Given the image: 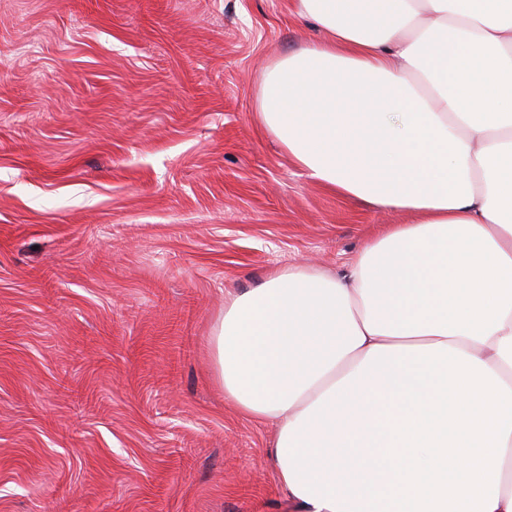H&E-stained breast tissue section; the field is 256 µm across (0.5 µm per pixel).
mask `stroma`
<instances>
[{"mask_svg": "<svg viewBox=\"0 0 512 512\" xmlns=\"http://www.w3.org/2000/svg\"><path fill=\"white\" fill-rule=\"evenodd\" d=\"M318 37L295 0H0V512H291L213 323L413 221L259 124Z\"/></svg>", "mask_w": 512, "mask_h": 512, "instance_id": "1", "label": "stroma"}]
</instances>
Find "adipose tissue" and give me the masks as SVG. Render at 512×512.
I'll return each instance as SVG.
<instances>
[{
    "label": "adipose tissue",
    "instance_id": "obj_1",
    "mask_svg": "<svg viewBox=\"0 0 512 512\" xmlns=\"http://www.w3.org/2000/svg\"><path fill=\"white\" fill-rule=\"evenodd\" d=\"M318 42L258 120L308 176L402 210L342 278L224 301L225 399L278 426L295 512H512V0H296Z\"/></svg>",
    "mask_w": 512,
    "mask_h": 512
}]
</instances>
